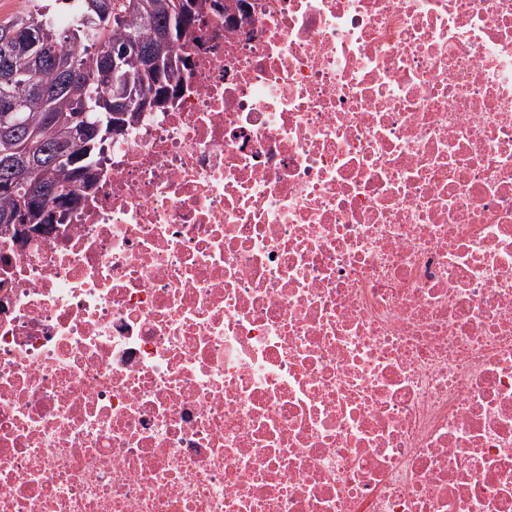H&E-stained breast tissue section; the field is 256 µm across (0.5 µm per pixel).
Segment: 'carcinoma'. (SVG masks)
<instances>
[{"instance_id":"obj_1","label":"carcinoma","mask_w":512,"mask_h":512,"mask_svg":"<svg viewBox=\"0 0 512 512\" xmlns=\"http://www.w3.org/2000/svg\"><path fill=\"white\" fill-rule=\"evenodd\" d=\"M150 2L147 12L141 0H110L107 16L101 17L87 12L85 0H54L52 4L35 0L29 11L0 21V71L24 74L30 70L29 55L21 47L25 32L35 24L48 30L42 44L47 64L34 78L44 95H35L33 86L18 81L7 97L0 96V115L14 104L22 106L12 136L0 140V218L25 213L32 224H62L96 185L103 144L112 138L103 141L94 131L79 136L76 128L82 114L91 124L109 125L112 81L105 78L106 48L126 42L133 45L124 71L139 82V92L148 91L165 104L183 93L184 75L193 66L192 56L183 52V39L191 30L186 19L194 14L185 3L194 5L199 0ZM158 32L170 35L168 51L154 69L142 72L134 46L149 42ZM32 143L66 151L59 163L33 168L28 179L32 186L56 188L70 196L68 208L57 220L51 216L52 195L36 206L14 178L15 161L26 155Z\"/></svg>"}]
</instances>
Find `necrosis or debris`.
<instances>
[{"instance_id":"4bbe7bcc","label":"necrosis or debris","mask_w":512,"mask_h":512,"mask_svg":"<svg viewBox=\"0 0 512 512\" xmlns=\"http://www.w3.org/2000/svg\"><path fill=\"white\" fill-rule=\"evenodd\" d=\"M0 252V512H512V0H245Z\"/></svg>"}]
</instances>
